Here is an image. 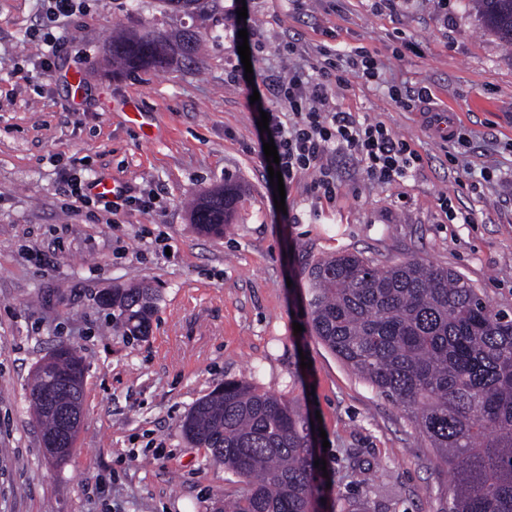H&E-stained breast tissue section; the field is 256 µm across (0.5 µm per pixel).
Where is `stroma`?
I'll use <instances>...</instances> for the list:
<instances>
[{
  "label": "stroma",
  "instance_id": "obj_1",
  "mask_svg": "<svg viewBox=\"0 0 512 512\" xmlns=\"http://www.w3.org/2000/svg\"><path fill=\"white\" fill-rule=\"evenodd\" d=\"M79 3L52 23L45 0H0V512H213L241 485L182 423L227 380L302 407L327 469L314 478L318 512H448V471L408 415L314 336L304 269L341 252L382 266L415 256L512 316V51L467 0H205L191 16L161 0ZM242 6L258 79L314 67L327 47L374 53L383 84L353 78L332 96L412 141L420 174L376 184L333 154L335 199L313 200L306 175L277 211L241 80ZM185 27L207 40L195 61H109L113 31ZM49 35L60 49L46 75L37 59ZM391 85L430 89L428 113L399 108ZM436 114L465 142L443 139ZM75 172L155 204L73 202ZM227 186L238 195L230 223L200 233L192 200ZM444 193L473 223L447 222ZM140 282L157 294L150 334L113 333L100 296ZM62 345L82 360L85 401L76 447L58 461L29 383Z\"/></svg>",
  "mask_w": 512,
  "mask_h": 512
}]
</instances>
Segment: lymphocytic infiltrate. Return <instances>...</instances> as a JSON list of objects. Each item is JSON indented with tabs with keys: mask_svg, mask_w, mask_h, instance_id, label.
Listing matches in <instances>:
<instances>
[{
	"mask_svg": "<svg viewBox=\"0 0 512 512\" xmlns=\"http://www.w3.org/2000/svg\"><path fill=\"white\" fill-rule=\"evenodd\" d=\"M352 76L378 80L376 57L361 48L329 49L312 72L297 69L273 80L274 94L286 110L269 109L268 130L259 139L274 142L285 186L309 174L315 198L335 199L336 174L325 161L333 152L354 156L368 179L377 184L405 180L422 168L421 154L384 122L362 121L337 108L329 87L345 84Z\"/></svg>",
	"mask_w": 512,
	"mask_h": 512,
	"instance_id": "obj_1",
	"label": "lymphocytic infiltrate"
}]
</instances>
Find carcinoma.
Wrapping results in <instances>:
<instances>
[{"instance_id": "obj_1", "label": "carcinoma", "mask_w": 512, "mask_h": 512, "mask_svg": "<svg viewBox=\"0 0 512 512\" xmlns=\"http://www.w3.org/2000/svg\"><path fill=\"white\" fill-rule=\"evenodd\" d=\"M486 30L512 46V0H469ZM191 30L112 38L120 67L159 65L199 52ZM237 193L200 196L196 226L224 232ZM316 338L356 375L406 411L448 467V512H512V319L457 272L406 258L378 266L337 254L305 270ZM155 290L114 288L102 303L117 312L124 336L149 333ZM81 359L61 347L37 367L30 392L49 391L56 410L36 405L43 437L59 432L73 402L68 382ZM185 437L236 475L241 491L215 512H314L311 428L295 401L247 381H227L198 400L182 423Z\"/></svg>"}]
</instances>
